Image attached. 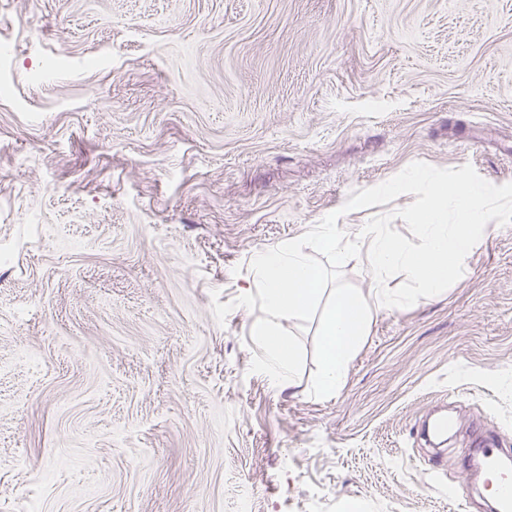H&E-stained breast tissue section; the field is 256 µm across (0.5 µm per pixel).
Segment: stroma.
Returning a JSON list of instances; mask_svg holds the SVG:
<instances>
[{
	"instance_id": "obj_1",
	"label": "stroma",
	"mask_w": 512,
	"mask_h": 512,
	"mask_svg": "<svg viewBox=\"0 0 512 512\" xmlns=\"http://www.w3.org/2000/svg\"><path fill=\"white\" fill-rule=\"evenodd\" d=\"M0 45V512H488L512 225L324 399L318 321L281 389L211 293L413 162L512 182V0H0ZM478 445L481 448H461L459 449V453L461 455V460L466 463H470L473 460L475 450L478 449L482 456V464L490 469H494L497 465L498 456L502 450V448H495L494 443H490L486 439H482L478 442Z\"/></svg>"
}]
</instances>
